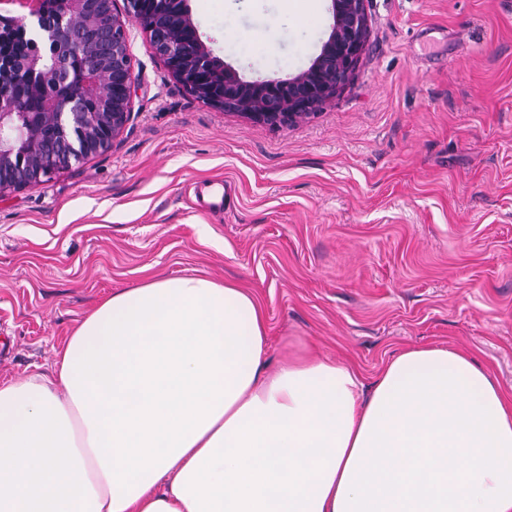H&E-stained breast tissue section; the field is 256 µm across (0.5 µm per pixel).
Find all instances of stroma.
I'll list each match as a JSON object with an SVG mask.
<instances>
[{
	"instance_id": "stroma-1",
	"label": "stroma",
	"mask_w": 512,
	"mask_h": 512,
	"mask_svg": "<svg viewBox=\"0 0 512 512\" xmlns=\"http://www.w3.org/2000/svg\"><path fill=\"white\" fill-rule=\"evenodd\" d=\"M247 80L307 68L330 0H188ZM350 79L294 125L189 95L144 30L110 149L0 197V382L52 376L103 299L157 278L233 280L292 349L364 383L449 346L512 399V0H368Z\"/></svg>"
}]
</instances>
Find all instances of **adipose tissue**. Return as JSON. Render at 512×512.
I'll return each mask as SVG.
<instances>
[{"instance_id":"1","label":"adipose tissue","mask_w":512,"mask_h":512,"mask_svg":"<svg viewBox=\"0 0 512 512\" xmlns=\"http://www.w3.org/2000/svg\"><path fill=\"white\" fill-rule=\"evenodd\" d=\"M232 282L101 301L53 378L0 384V512H512V400L464 351L408 348L372 385L268 364Z\"/></svg>"}]
</instances>
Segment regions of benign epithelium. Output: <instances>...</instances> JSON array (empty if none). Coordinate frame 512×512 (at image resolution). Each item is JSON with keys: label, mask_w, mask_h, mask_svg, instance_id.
Returning <instances> with one entry per match:
<instances>
[{"label": "benign epithelium", "mask_w": 512, "mask_h": 512, "mask_svg": "<svg viewBox=\"0 0 512 512\" xmlns=\"http://www.w3.org/2000/svg\"><path fill=\"white\" fill-rule=\"evenodd\" d=\"M0 0V11L13 14L17 26L45 38L42 0L30 11ZM332 24L311 65L286 79L246 80L213 56L190 16L187 0H125V14L112 0H59L57 37L68 35L85 52L76 91L62 98L48 92L67 57L56 48L37 54L27 67L38 78L34 92L39 111L29 100L0 88V194L41 183L81 159L107 150L130 117L136 77L128 51L127 24H139L152 36L156 54L191 96L224 111H235L260 124L291 125L313 114L348 81L369 37L367 0H330ZM99 102L88 111L84 100ZM53 125L61 137H44Z\"/></svg>", "instance_id": "7a95c632"}]
</instances>
